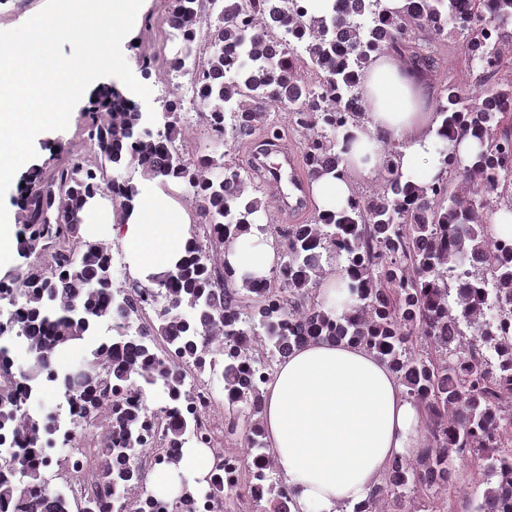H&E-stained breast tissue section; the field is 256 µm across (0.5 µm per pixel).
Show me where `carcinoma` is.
<instances>
[{
	"mask_svg": "<svg viewBox=\"0 0 512 512\" xmlns=\"http://www.w3.org/2000/svg\"><path fill=\"white\" fill-rule=\"evenodd\" d=\"M223 4L213 13L207 0H172L165 24L180 47L148 56L143 71H191L197 117L229 147L269 128L275 107L303 137L309 180L341 172L337 134L365 116L350 101L373 57L393 52L430 71L436 43L461 33L479 92L448 80L437 135L449 146L471 136L479 150L465 163L446 151L448 176L420 184L401 170L399 145L384 140L370 192L277 230L287 244L272 275L238 278L224 266V246L252 225L264 231L271 202L248 189L225 155H190L178 145L183 100L167 101L152 124L121 90L99 88L83 118L100 164L68 149L66 162L21 178L17 244L25 262L0 280V296L13 305L0 325V462L18 473H0V505L131 512L148 394L166 395L154 412L160 443L173 451L160 463L207 447L201 425L176 402L192 369L222 378L237 395L227 434L241 424L240 447L268 454L263 397L274 365L326 341L375 352L425 413L423 447L395 457L352 512H405L411 494L426 512H445L455 462L466 457L480 478L463 496L465 512H512V240L487 233L491 213L512 211V81L501 77L512 0H406L395 14L385 0H332L320 15L307 0ZM478 23L497 39L486 40ZM132 164L149 179L177 183L198 224L173 269L150 286L116 287L112 248L83 237L80 213L104 189L127 213L135 187L107 172ZM330 252L349 276L350 308L336 313L315 300ZM216 330L222 339L202 349ZM244 336L260 342L247 379L212 369H238ZM75 340L88 345L87 357L59 369L57 351ZM17 348L32 361L26 371L14 368ZM52 448L69 452L55 459Z\"/></svg>",
	"mask_w": 512,
	"mask_h": 512,
	"instance_id": "1",
	"label": "carcinoma"
}]
</instances>
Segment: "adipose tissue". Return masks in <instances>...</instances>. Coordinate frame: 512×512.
Here are the masks:
<instances>
[{
    "mask_svg": "<svg viewBox=\"0 0 512 512\" xmlns=\"http://www.w3.org/2000/svg\"><path fill=\"white\" fill-rule=\"evenodd\" d=\"M358 91L369 112L362 123L339 133L345 173H327L311 184L322 213L347 206L353 178L376 175L384 138L400 143V167L418 181H432L441 170L438 123L425 77L385 54L366 70ZM136 185L137 205L125 220L123 242L134 275L145 280L185 255L191 217L156 184L140 179ZM224 258L236 274L265 277L277 252L273 243L249 231L225 248ZM422 427L420 407L404 394L389 367L360 346L309 343L276 367L266 387V441L300 512H337L367 499L395 456L420 450ZM211 464L210 449H185L179 465L154 472L151 489L175 498L182 474L205 478Z\"/></svg>",
    "mask_w": 512,
    "mask_h": 512,
    "instance_id": "1",
    "label": "adipose tissue"
}]
</instances>
